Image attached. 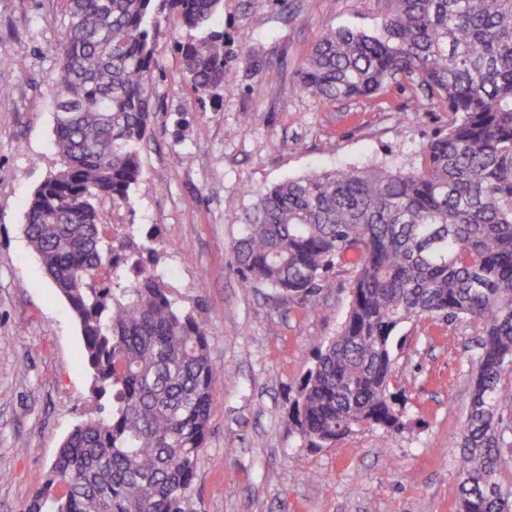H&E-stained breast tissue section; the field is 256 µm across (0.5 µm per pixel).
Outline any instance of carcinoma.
I'll list each match as a JSON object with an SVG mask.
<instances>
[{"label": "carcinoma", "mask_w": 512, "mask_h": 512, "mask_svg": "<svg viewBox=\"0 0 512 512\" xmlns=\"http://www.w3.org/2000/svg\"><path fill=\"white\" fill-rule=\"evenodd\" d=\"M53 92L59 167L28 202L23 232L79 320L97 414L58 448L26 512H185L221 377L205 326L143 260L153 238L118 242L99 206L143 181L155 31L164 11L205 36L179 43L193 89L223 83V0H67ZM419 80L455 119L409 167L315 171L257 195L235 263L276 297L316 292L357 255L349 308L302 379L291 424L310 447L361 427L403 428L387 395L405 321L481 331L460 448V512H512L499 474L512 452V0H390L380 30L325 28L298 89L327 101Z\"/></svg>", "instance_id": "1"}]
</instances>
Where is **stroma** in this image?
<instances>
[{
  "label": "stroma",
  "mask_w": 512,
  "mask_h": 512,
  "mask_svg": "<svg viewBox=\"0 0 512 512\" xmlns=\"http://www.w3.org/2000/svg\"><path fill=\"white\" fill-rule=\"evenodd\" d=\"M224 82L196 93L175 15L156 30L145 179L129 203L100 206L119 230L154 233L156 271L207 328L221 378L186 512H459L454 434L464 424L480 331L422 317L396 339L404 427L358 430L320 448L289 411L350 301L352 268L278 300L249 288L232 247L254 195L313 170L408 165L454 116L415 106L418 83L332 102L300 93L297 72L324 26L375 33L384 0H224ZM67 0H0V512H24L72 427L93 416L78 323L24 233L54 171L51 102Z\"/></svg>",
  "instance_id": "1"
}]
</instances>
